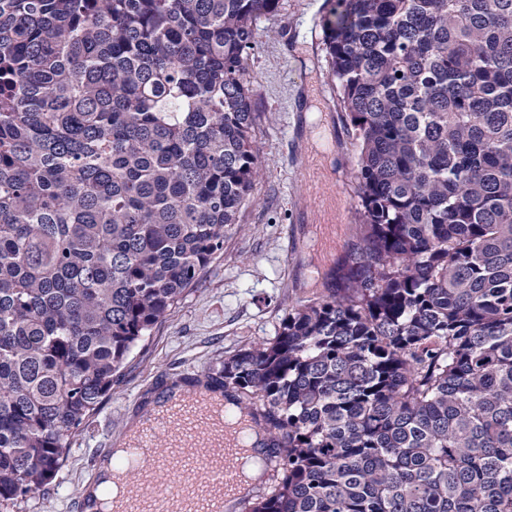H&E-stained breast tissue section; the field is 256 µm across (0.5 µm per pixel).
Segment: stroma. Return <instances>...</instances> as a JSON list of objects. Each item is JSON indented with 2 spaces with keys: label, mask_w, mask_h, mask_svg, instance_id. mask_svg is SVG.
I'll return each mask as SVG.
<instances>
[{
  "label": "stroma",
  "mask_w": 512,
  "mask_h": 512,
  "mask_svg": "<svg viewBox=\"0 0 512 512\" xmlns=\"http://www.w3.org/2000/svg\"><path fill=\"white\" fill-rule=\"evenodd\" d=\"M323 3L280 0L277 12L257 24L246 69L258 114L255 145L264 166L241 225L228 232L223 252L134 349L111 391L70 435L52 481L8 512H76L75 493L94 469L99 448L120 442L146 403L190 376L219 372L226 358L253 342L274 338L292 305L323 293L337 259L359 234L357 147L328 76L318 14ZM289 25L296 26L297 36L287 50L279 34ZM317 87L327 90L322 123L332 137L324 161L348 207L343 224L298 220L309 202L289 155L298 127L290 100Z\"/></svg>",
  "instance_id": "stroma-1"
}]
</instances>
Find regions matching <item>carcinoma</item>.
I'll use <instances>...</instances> for the list:
<instances>
[{
	"instance_id": "cac0c4a2",
	"label": "carcinoma",
	"mask_w": 512,
	"mask_h": 512,
	"mask_svg": "<svg viewBox=\"0 0 512 512\" xmlns=\"http://www.w3.org/2000/svg\"><path fill=\"white\" fill-rule=\"evenodd\" d=\"M279 0H0V508L224 250ZM361 232L207 376L261 416L249 512H512V0H327ZM258 456L263 458L265 462L262 468V477L257 483H252L248 487L243 488V491H245L243 497L246 498V501L250 502H256L257 500H260L262 497H266L267 495H269L274 490L280 478L277 469L274 467V458L266 456L265 454L263 456L262 453L261 455ZM245 502H230L229 505L227 506V510L224 509V512H244L242 510Z\"/></svg>"
}]
</instances>
